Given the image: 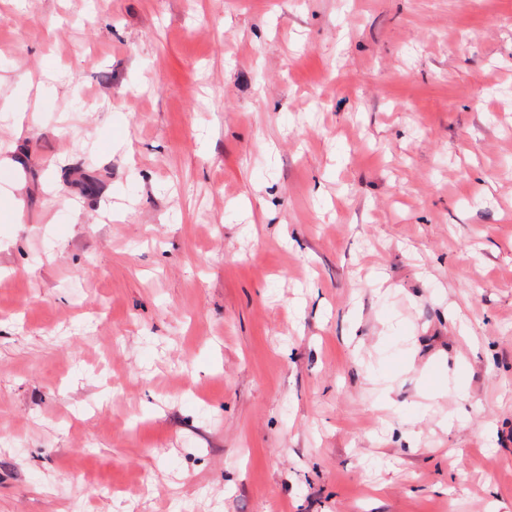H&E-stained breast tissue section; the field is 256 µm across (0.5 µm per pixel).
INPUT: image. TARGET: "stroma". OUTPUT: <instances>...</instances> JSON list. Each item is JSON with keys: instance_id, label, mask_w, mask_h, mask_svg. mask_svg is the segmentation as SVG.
<instances>
[{"instance_id": "stroma-1", "label": "stroma", "mask_w": 512, "mask_h": 512, "mask_svg": "<svg viewBox=\"0 0 512 512\" xmlns=\"http://www.w3.org/2000/svg\"><path fill=\"white\" fill-rule=\"evenodd\" d=\"M0 512H512V0H0Z\"/></svg>"}]
</instances>
